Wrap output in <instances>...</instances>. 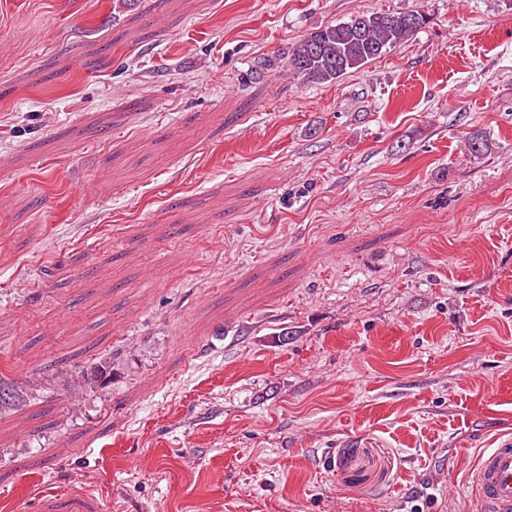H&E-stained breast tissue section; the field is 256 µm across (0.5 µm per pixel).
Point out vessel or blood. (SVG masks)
<instances>
[{"label":"vessel or blood","mask_w":512,"mask_h":512,"mask_svg":"<svg viewBox=\"0 0 512 512\" xmlns=\"http://www.w3.org/2000/svg\"><path fill=\"white\" fill-rule=\"evenodd\" d=\"M477 512H512V438L498 439L484 450L467 473ZM42 512H99L97 500L70 490L50 492L41 500Z\"/></svg>","instance_id":"obj_1"}]
</instances>
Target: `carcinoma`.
<instances>
[{
    "instance_id": "cac0c4a2",
    "label": "carcinoma",
    "mask_w": 512,
    "mask_h": 512,
    "mask_svg": "<svg viewBox=\"0 0 512 512\" xmlns=\"http://www.w3.org/2000/svg\"><path fill=\"white\" fill-rule=\"evenodd\" d=\"M428 22L422 11L370 13L318 27L290 48L288 66L304 84L321 85L359 71L387 50L412 38ZM112 358H94L80 367L79 388L102 383ZM27 393L0 375V416L24 406Z\"/></svg>"
}]
</instances>
